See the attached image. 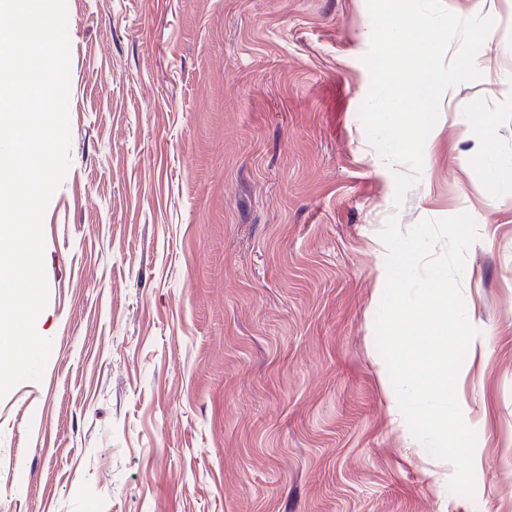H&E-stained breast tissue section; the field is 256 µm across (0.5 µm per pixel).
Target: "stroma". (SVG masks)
Instances as JSON below:
<instances>
[{"label":"stroma","mask_w":512,"mask_h":512,"mask_svg":"<svg viewBox=\"0 0 512 512\" xmlns=\"http://www.w3.org/2000/svg\"><path fill=\"white\" fill-rule=\"evenodd\" d=\"M417 183L369 143L367 0H67L71 166L44 218L41 379L0 399V512H512V0ZM462 212L474 490L375 342L380 237Z\"/></svg>","instance_id":"1"}]
</instances>
